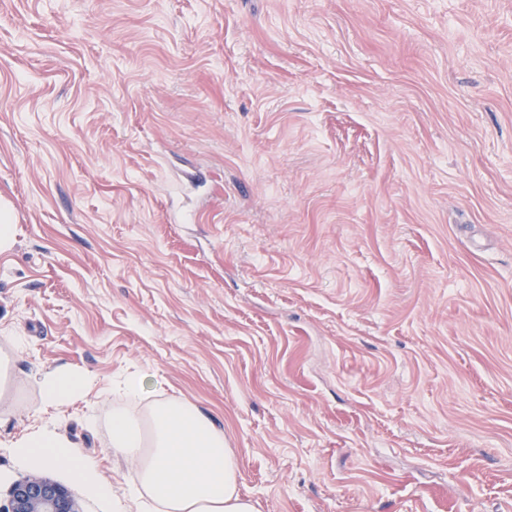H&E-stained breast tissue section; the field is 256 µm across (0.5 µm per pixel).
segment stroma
I'll return each mask as SVG.
<instances>
[{
  "label": "stroma",
  "instance_id": "1",
  "mask_svg": "<svg viewBox=\"0 0 512 512\" xmlns=\"http://www.w3.org/2000/svg\"><path fill=\"white\" fill-rule=\"evenodd\" d=\"M0 200L1 506L138 512L140 374L258 512H512V0H0ZM87 379L83 374L71 370L48 372L43 380V396L49 405H63L84 390ZM15 448V460L18 464H67L73 476L84 481L98 496H111V488L98 476L94 462L72 448L56 427H44L31 433ZM2 512H78L68 490L42 477L25 478L10 491V508Z\"/></svg>",
  "mask_w": 512,
  "mask_h": 512
}]
</instances>
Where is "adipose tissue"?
<instances>
[{
  "label": "adipose tissue",
  "instance_id": "ef3b65f1",
  "mask_svg": "<svg viewBox=\"0 0 512 512\" xmlns=\"http://www.w3.org/2000/svg\"><path fill=\"white\" fill-rule=\"evenodd\" d=\"M87 379L71 370L48 372L43 380L47 404L63 405L84 390ZM112 449L136 467L132 499H149L147 512H255L237 484L238 459L224 432L196 406L158 399L141 413L112 414ZM18 464H66L76 479L98 496L111 495L94 462L71 447L54 427L41 428L15 449Z\"/></svg>",
  "mask_w": 512,
  "mask_h": 512
}]
</instances>
